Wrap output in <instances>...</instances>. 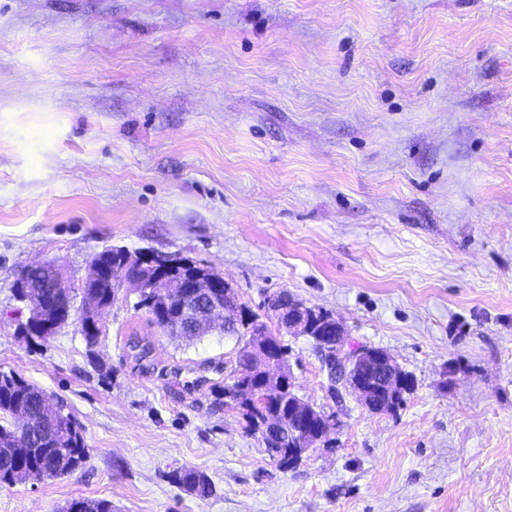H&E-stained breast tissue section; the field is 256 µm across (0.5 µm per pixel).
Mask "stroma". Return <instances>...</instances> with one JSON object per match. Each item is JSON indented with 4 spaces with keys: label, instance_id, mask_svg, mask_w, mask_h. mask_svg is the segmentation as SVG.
<instances>
[{
    "label": "stroma",
    "instance_id": "obj_1",
    "mask_svg": "<svg viewBox=\"0 0 512 512\" xmlns=\"http://www.w3.org/2000/svg\"><path fill=\"white\" fill-rule=\"evenodd\" d=\"M109 246L211 266L337 426L295 471L224 403L238 342L124 288L87 345L17 331L33 263ZM281 292L414 379L332 394ZM0 371L61 399L89 456L0 512H512V0H0ZM195 468L217 493L168 480Z\"/></svg>",
    "mask_w": 512,
    "mask_h": 512
}]
</instances>
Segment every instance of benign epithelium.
Wrapping results in <instances>:
<instances>
[{
    "label": "benign epithelium",
    "mask_w": 512,
    "mask_h": 512,
    "mask_svg": "<svg viewBox=\"0 0 512 512\" xmlns=\"http://www.w3.org/2000/svg\"><path fill=\"white\" fill-rule=\"evenodd\" d=\"M188 263L176 253L153 250L132 254L123 250L122 260L117 262L111 277L112 297L129 284L137 297L159 314L174 308L178 312L177 330L211 332L239 323L252 321L249 311L238 302L229 301L233 287L222 275L203 271H184ZM15 299L22 303L33 292L28 281V269H23L13 285ZM100 306L87 312L81 319V328L89 334L102 332ZM271 312L286 332L295 336L312 337L320 342L319 350L324 358L342 371L346 390L371 412L382 413L395 409L398 400L409 392L413 380L385 350L375 347H350L343 324L331 316H321L318 309L308 306L283 293L271 303ZM72 311L66 307L57 309L48 304L45 313L31 314L28 321L20 324L19 332L29 335L31 326L39 325L48 335L69 323ZM252 349L257 355L262 385L258 388L242 381L238 376L233 382L230 399L235 410L255 415L257 434L267 455L274 461H288V467H296L312 445L322 441L336 428V419L314 406L307 413L316 418L312 433L289 428L279 414L267 413L266 404L281 396L299 399L294 392L287 355L279 348L265 328L253 332Z\"/></svg>",
    "instance_id": "1"
}]
</instances>
